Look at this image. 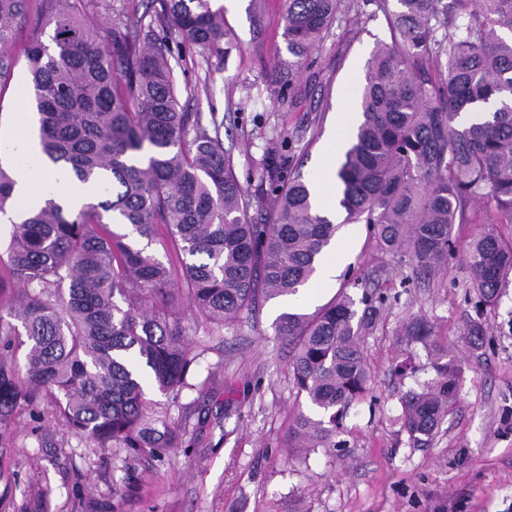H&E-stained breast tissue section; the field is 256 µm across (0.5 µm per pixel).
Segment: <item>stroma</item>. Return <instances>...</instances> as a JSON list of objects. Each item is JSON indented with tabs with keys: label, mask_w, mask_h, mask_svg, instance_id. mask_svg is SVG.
<instances>
[{
	"label": "stroma",
	"mask_w": 512,
	"mask_h": 512,
	"mask_svg": "<svg viewBox=\"0 0 512 512\" xmlns=\"http://www.w3.org/2000/svg\"><path fill=\"white\" fill-rule=\"evenodd\" d=\"M224 11L235 34L222 55L187 54L176 69L189 83L179 100L204 125L220 121L224 151L240 181L257 194L254 161L283 133L303 130L294 164L311 178L325 136L342 106L358 111L355 90L379 40L390 37L383 12L341 25L312 53L297 79V108L276 103L275 69L292 56L282 37L283 0H266L265 22L254 29L247 0ZM31 28L14 29V76L0 94V132H20L17 117L29 101L23 54ZM460 225L448 268L417 276L407 257L381 251L364 224L351 227L349 255L335 283L320 292L329 302L339 289L361 298L364 289L388 295L365 341L371 381L344 421L346 447L300 459L287 449L288 432L305 400L288 369L290 347L274 331L273 304L219 328L183 308L196 355L177 403L147 390L183 430L179 447L161 456H129L76 438L54 410L22 411L0 435V512H512V281L494 308L477 304L463 254L484 230ZM423 316L448 354L461 363L457 399L429 445L418 447L403 430L400 397L430 382L428 352L407 343L403 324ZM486 329L482 348L463 336L470 320ZM412 358L416 371L401 377L397 362ZM53 443L39 447L35 430Z\"/></svg>",
	"instance_id": "1"
}]
</instances>
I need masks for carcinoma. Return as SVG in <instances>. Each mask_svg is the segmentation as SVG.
<instances>
[{
	"mask_svg": "<svg viewBox=\"0 0 512 512\" xmlns=\"http://www.w3.org/2000/svg\"><path fill=\"white\" fill-rule=\"evenodd\" d=\"M0 0V93L9 84L14 27H52L50 43L24 48L41 153L100 188L78 208L47 198L12 224L5 255L17 288L0 313V429L20 409L48 405L79 438L99 448L159 454L182 444L180 428L149 406L186 385L193 362L176 299L224 325L295 295L314 276L340 225L316 210L310 182L291 174L297 133L255 163L265 192L261 221L249 217L247 188L224 154L220 126L208 130L179 110L171 61L183 48L220 54L229 38L211 0H161L162 23L134 8L90 21L100 0ZM284 38L295 61L277 100L296 103L294 76L345 12L343 0H285ZM396 36L379 43L359 90L361 120L336 170L345 223L365 224L387 252L408 256L424 277L448 266L455 225L476 201L491 223L512 224V0H395ZM16 171L0 164V214L15 209ZM181 255V278L146 248L109 231L104 217ZM466 261L479 303L496 304L512 274V241L482 232ZM363 309H358L357 304ZM385 303L341 291L313 313H282L299 412L290 448H341L343 418L367 390L364 342ZM402 335L433 356L435 378L402 394V428L425 445L456 401L460 366L424 317ZM484 344L482 322L464 332ZM25 349L24 369L15 353Z\"/></svg>",
	"mask_w": 512,
	"mask_h": 512,
	"instance_id": "1",
	"label": "carcinoma"
}]
</instances>
